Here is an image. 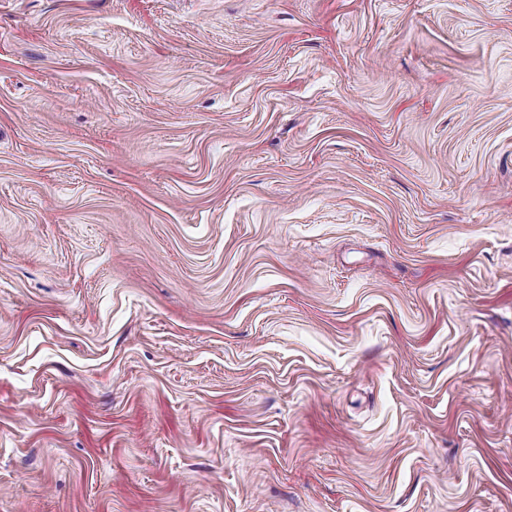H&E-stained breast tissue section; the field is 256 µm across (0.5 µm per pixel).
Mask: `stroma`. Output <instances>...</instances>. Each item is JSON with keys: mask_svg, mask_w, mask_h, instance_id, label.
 Instances as JSON below:
<instances>
[{"mask_svg": "<svg viewBox=\"0 0 512 512\" xmlns=\"http://www.w3.org/2000/svg\"><path fill=\"white\" fill-rule=\"evenodd\" d=\"M0 512H512V0H0Z\"/></svg>", "mask_w": 512, "mask_h": 512, "instance_id": "stroma-1", "label": "stroma"}]
</instances>
